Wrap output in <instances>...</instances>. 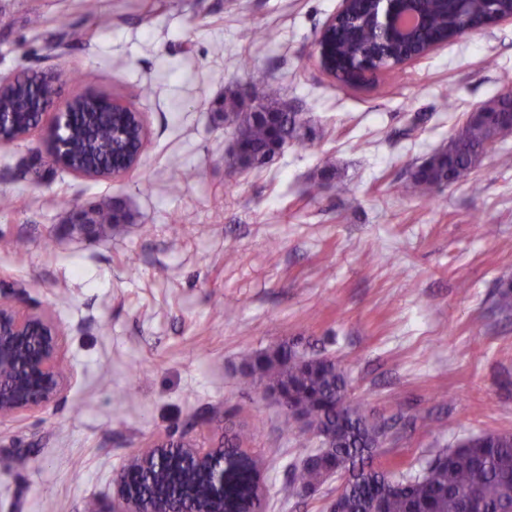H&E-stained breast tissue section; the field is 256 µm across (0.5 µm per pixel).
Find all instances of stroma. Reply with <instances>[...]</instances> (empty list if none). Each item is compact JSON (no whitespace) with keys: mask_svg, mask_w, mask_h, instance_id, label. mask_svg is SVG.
Returning <instances> with one entry per match:
<instances>
[{"mask_svg":"<svg viewBox=\"0 0 512 512\" xmlns=\"http://www.w3.org/2000/svg\"><path fill=\"white\" fill-rule=\"evenodd\" d=\"M339 0H0V76L52 72L61 100L93 92L144 116L139 164L109 180L28 172L40 134L0 149V289H25L66 336L71 385L0 422V512H84L109 502L132 452L191 430L212 445L225 412L264 462L267 512H326L336 479L303 497L292 464L316 437L244 389L245 351L283 342L336 360L350 395L388 428L376 462L422 472L485 432L512 433V136L474 186L410 194L411 169L512 82V19L347 86L317 42ZM39 26H32L33 17ZM86 33L67 38L68 26ZM278 85L308 149L239 173L220 104ZM151 87L143 96V87ZM336 166L324 181L325 163ZM318 195H310L313 183ZM123 203L131 224L98 237L69 206ZM492 224L494 235L482 227Z\"/></svg>","mask_w":512,"mask_h":512,"instance_id":"35a3bbf8","label":"stroma"}]
</instances>
